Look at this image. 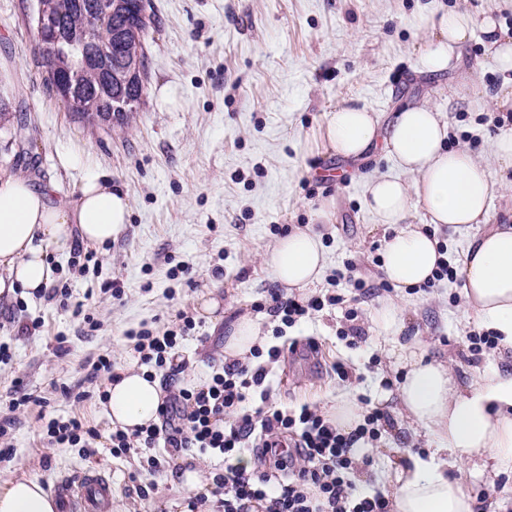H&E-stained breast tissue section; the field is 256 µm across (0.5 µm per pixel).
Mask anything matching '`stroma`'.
<instances>
[{"mask_svg":"<svg viewBox=\"0 0 512 512\" xmlns=\"http://www.w3.org/2000/svg\"><path fill=\"white\" fill-rule=\"evenodd\" d=\"M462 3L473 13L494 12L512 28V0H150L148 84L140 110L130 126L93 131L48 81L26 20L29 0H0V62L17 76L0 93L9 105L0 122V170L26 172L36 186L69 198L87 179L104 175L131 200L125 231L92 246L91 261L71 250L56 255V283L68 288L67 304L41 295L0 298V343L11 352L0 362V409L17 387L34 396L16 412V458L0 464V481L33 476L49 491L64 475L94 469L112 483L111 512H187L190 493L179 472L199 463L215 474L217 461L191 449L175 466L151 474L138 454L112 457L99 399L73 403L62 386L83 383L85 361L102 350L124 363L133 350L130 333L167 323L182 308L196 332L177 350L187 368L176 383L207 381L224 360L234 320L252 313L264 331L274 326L268 312L253 311L274 286L263 262L276 240L272 225L309 228L326 203L332 218L319 230L328 269L352 261L366 278L383 281L379 259L390 231L367 209L364 188L369 177L396 167L377 148L357 160L337 155L324 128L329 114L349 102L369 106L386 122L422 99L441 113L457 145L490 160L492 140L512 130V108L489 94L511 82L512 71L497 70L480 41H472L462 51V66L474 83L452 103V74H423L418 66L430 40L420 17ZM178 264L189 266L190 276L170 279L169 269ZM115 280L124 289L119 301L104 292ZM461 288L458 281L426 291L394 288L358 302L364 338L354 347L341 339L346 320L334 307L281 337L290 354L267 377L279 401L325 412L340 398H362L392 420L374 445L371 466L352 474L356 490L389 492L381 477L386 463L406 462L431 445L425 432H413L401 419L396 401L381 403L374 395L379 387L396 390L403 376L379 338L376 314L383 304L402 314L400 343L451 363L460 385L491 367L512 372V351L469 350L466 333L485 325L466 311ZM208 297L220 301L221 319L200 312L199 300ZM78 307L94 317L98 330L75 316ZM33 319L41 320L40 331L19 334V323ZM312 339L319 348L309 356L300 346ZM339 361L351 379L336 376ZM75 414L97 428V454L42 448L41 416ZM449 474L470 487L475 512H490L503 500L512 512V481L490 486L465 467Z\"/></svg>","mask_w":512,"mask_h":512,"instance_id":"stroma-1","label":"stroma"}]
</instances>
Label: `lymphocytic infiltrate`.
I'll list each match as a JSON object with an SVG mask.
<instances>
[{"instance_id": "lymphocytic-infiltrate-1", "label": "lymphocytic infiltrate", "mask_w": 512, "mask_h": 512, "mask_svg": "<svg viewBox=\"0 0 512 512\" xmlns=\"http://www.w3.org/2000/svg\"><path fill=\"white\" fill-rule=\"evenodd\" d=\"M343 302L338 293L303 301L274 288L256 308L276 318L272 333L278 338L324 306ZM176 318L171 328L144 327L132 335L141 363L165 370V379L172 384L186 368L185 362L176 361L175 349L195 327L187 312H178ZM251 356L247 363L237 359L224 362L201 387L173 385L160 405V423L130 433L113 430L112 455L150 449L145 462L152 472L171 466L180 453L192 448L220 460L222 471L216 483L224 491V512H243L251 500L266 502V512H390L387 496L353 495L349 480L351 473L371 463L370 457L354 456V445L378 440L387 421L384 413L365 411L362 422L346 433L315 407H282L272 400L266 378L269 365L285 360L283 348L257 346ZM39 433L45 447L79 448L88 456L94 455L99 437L95 427L76 416L49 418ZM256 442L284 472V480L274 483L267 474L233 465V458ZM160 446L165 453L158 457L153 450Z\"/></svg>"}]
</instances>
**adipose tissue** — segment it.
Segmentation results:
<instances>
[{"label": "adipose tissue", "instance_id": "1", "mask_svg": "<svg viewBox=\"0 0 512 512\" xmlns=\"http://www.w3.org/2000/svg\"><path fill=\"white\" fill-rule=\"evenodd\" d=\"M431 41L420 56L423 71L454 70L460 48L481 37L494 66L512 71V30L492 14L466 10L431 13L421 20ZM448 126L426 102L406 105L388 126L369 107L347 105L332 112L326 138L336 154L356 159L382 143L399 175L371 178L366 204L377 223L392 227L381 269L395 288L423 285L440 258L439 242L426 224L462 229L473 224L487 230L467 246L458 269L469 310L512 348V224L492 221V166L512 169V131L493 144V163L469 149L448 148ZM421 202L426 224L410 221L411 205ZM131 210L128 194L103 176L87 180L77 198H54L52 189H37L22 174L0 171V296L34 297L56 277L52 256L70 249L73 238L103 245L124 231ZM265 264L287 293L306 296L319 284L327 254L319 233L297 230L279 238ZM405 368L396 393L379 390L378 400L396 396L399 413L424 429L434 446L428 457L412 456L391 466L392 512H474V500L449 464H471L474 472L495 483L512 474V374L477 376L460 388L448 365L416 353L399 354ZM109 383L105 415L114 428L130 432L156 422L161 404L157 378L148 377L136 360ZM0 512H58V503L33 477L0 482Z\"/></svg>", "mask_w": 512, "mask_h": 512}]
</instances>
